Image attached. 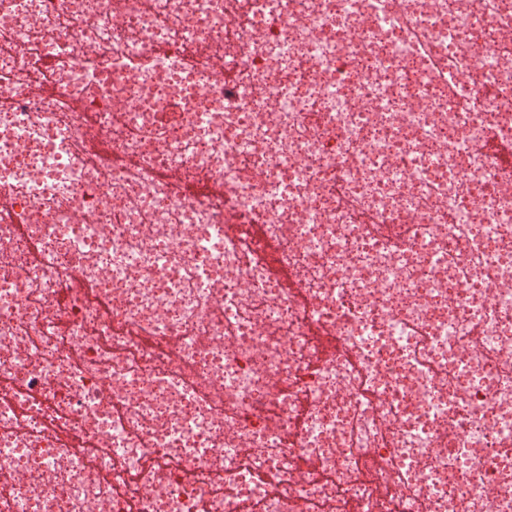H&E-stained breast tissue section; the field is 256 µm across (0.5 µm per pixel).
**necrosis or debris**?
Masks as SVG:
<instances>
[{
    "instance_id": "4bbe7bcc",
    "label": "necrosis or debris",
    "mask_w": 512,
    "mask_h": 512,
    "mask_svg": "<svg viewBox=\"0 0 512 512\" xmlns=\"http://www.w3.org/2000/svg\"><path fill=\"white\" fill-rule=\"evenodd\" d=\"M492 134L512 0H0V512H512ZM265 251L268 257L270 273L284 288H288L289 293L301 302L306 303V297L298 292V276L288 265L280 258L278 246L273 242H265Z\"/></svg>"
}]
</instances>
